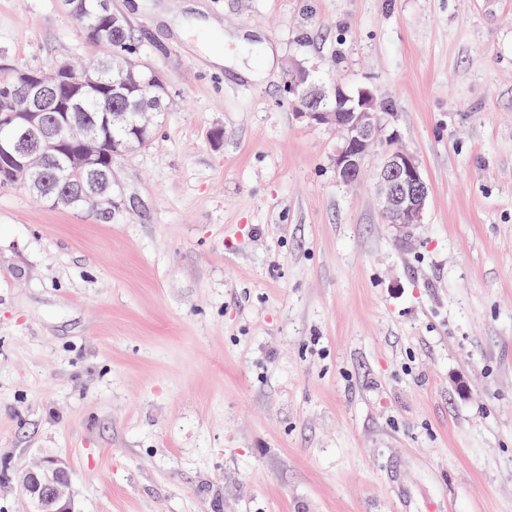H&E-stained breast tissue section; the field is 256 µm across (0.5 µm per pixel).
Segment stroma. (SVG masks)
Returning a JSON list of instances; mask_svg holds the SVG:
<instances>
[{
    "label": "stroma",
    "mask_w": 512,
    "mask_h": 512,
    "mask_svg": "<svg viewBox=\"0 0 512 512\" xmlns=\"http://www.w3.org/2000/svg\"><path fill=\"white\" fill-rule=\"evenodd\" d=\"M111 3L168 106L110 218L0 189V512L48 457L79 512H512V0H201L250 78L182 0ZM89 53L63 0H0V61ZM298 67L392 101L411 233L373 167L337 181ZM186 8L193 9V12L188 14V17L192 20V24L183 26L180 24V20H176L173 27L185 37L197 38L201 35V30L209 26L211 21L203 16L202 13L204 12V8L202 5L197 3H187Z\"/></svg>",
    "instance_id": "1"
}]
</instances>
